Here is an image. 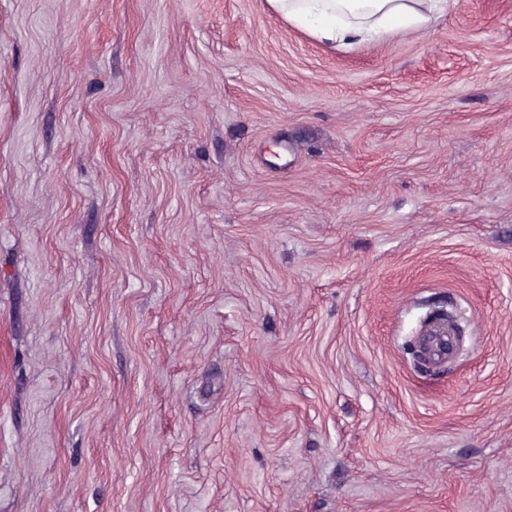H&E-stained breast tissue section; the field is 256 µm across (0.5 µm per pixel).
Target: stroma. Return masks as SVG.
<instances>
[{
    "mask_svg": "<svg viewBox=\"0 0 512 512\" xmlns=\"http://www.w3.org/2000/svg\"><path fill=\"white\" fill-rule=\"evenodd\" d=\"M0 512H512V0H0ZM454 0H267L272 15L324 47L352 49L423 32Z\"/></svg>",
    "mask_w": 512,
    "mask_h": 512,
    "instance_id": "1",
    "label": "stroma"
}]
</instances>
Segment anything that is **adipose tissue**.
<instances>
[{
  "mask_svg": "<svg viewBox=\"0 0 512 512\" xmlns=\"http://www.w3.org/2000/svg\"><path fill=\"white\" fill-rule=\"evenodd\" d=\"M452 0H267L272 15L331 49L429 30Z\"/></svg>",
  "mask_w": 512,
  "mask_h": 512,
  "instance_id": "adipose-tissue-1",
  "label": "adipose tissue"
}]
</instances>
